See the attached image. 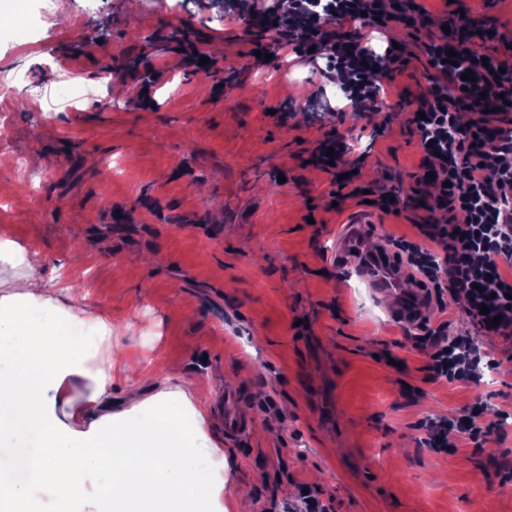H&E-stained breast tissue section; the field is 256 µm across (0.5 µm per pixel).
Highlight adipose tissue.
I'll return each instance as SVG.
<instances>
[{
  "label": "adipose tissue",
  "mask_w": 512,
  "mask_h": 512,
  "mask_svg": "<svg viewBox=\"0 0 512 512\" xmlns=\"http://www.w3.org/2000/svg\"><path fill=\"white\" fill-rule=\"evenodd\" d=\"M0 512H43L40 487L57 512H83L87 477L99 512H217L223 481L207 465L215 448L205 431V399L194 388L143 396L138 362L89 371L87 355L111 338L112 325L89 301L66 305L46 287L38 259L0 239ZM90 381L81 401L75 379ZM127 381L125 407L112 409L115 382Z\"/></svg>",
  "instance_id": "ef3b65f1"
}]
</instances>
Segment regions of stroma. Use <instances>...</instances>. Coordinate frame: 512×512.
I'll list each match as a JSON object with an SVG mask.
<instances>
[{
	"label": "stroma",
	"mask_w": 512,
	"mask_h": 512,
	"mask_svg": "<svg viewBox=\"0 0 512 512\" xmlns=\"http://www.w3.org/2000/svg\"><path fill=\"white\" fill-rule=\"evenodd\" d=\"M63 2L50 29L41 0H0L19 28L0 37V89L29 78L0 151L33 184L0 167V238L38 253L44 281L104 307L112 339L88 368L131 358L143 388L190 385L209 403L237 394L251 415L244 440L206 420L227 512L296 501L304 486L333 512H512V424L447 455L426 447L422 428L478 401L486 420L512 413V344L476 337L492 373L430 380L426 357L387 316L390 298L323 271L338 226L366 201L334 207L311 151L332 129L359 140L376 187L411 195L421 149L408 118L425 57L396 74L399 104L372 142L336 82L290 62L275 34L245 32L242 0ZM426 6L428 27L461 7L466 30L512 32V0ZM186 25L200 52L223 61L219 77L191 74ZM256 47L268 64L243 71ZM61 60L94 94L73 101ZM107 65L112 81L98 84ZM387 347L405 370L380 360Z\"/></svg>",
	"instance_id": "1"
}]
</instances>
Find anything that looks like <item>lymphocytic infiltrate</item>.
Returning <instances> with one entry per match:
<instances>
[{
  "label": "lymphocytic infiltrate",
  "instance_id": "1",
  "mask_svg": "<svg viewBox=\"0 0 512 512\" xmlns=\"http://www.w3.org/2000/svg\"><path fill=\"white\" fill-rule=\"evenodd\" d=\"M291 23L278 37L296 58L314 64L342 85V92L368 119L389 110L386 83L404 61L403 49L372 47L389 29L414 27L425 12L418 0H287ZM353 28L352 43L333 41L338 29ZM432 63L429 85L418 100L412 122L423 148L414 179L424 214L419 240H398L409 266L421 276L420 287L432 288L440 306L458 307L470 331L450 333L447 325L423 328L413 345L429 359L433 379L471 381L481 372L472 347V332L512 341V37L495 34L490 41L451 45L445 31L429 32L418 44ZM455 50L460 65L439 61ZM472 80H463V73ZM333 156L317 153L314 164L339 176L350 196L362 195L363 160L351 159L349 142L325 135ZM431 248H422V240ZM483 404L457 418L427 425L428 447L436 453L455 451L461 440L481 445L491 433L483 420Z\"/></svg>",
  "mask_w": 512,
  "mask_h": 512
}]
</instances>
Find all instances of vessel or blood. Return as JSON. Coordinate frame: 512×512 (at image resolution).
Returning a JSON list of instances; mask_svg holds the SVG:
<instances>
[{
  "label": "vessel or blood",
  "instance_id": "vessel-or-blood-1",
  "mask_svg": "<svg viewBox=\"0 0 512 512\" xmlns=\"http://www.w3.org/2000/svg\"><path fill=\"white\" fill-rule=\"evenodd\" d=\"M381 231L372 210L359 209L350 213L336 239L332 265L341 275L358 274L377 293L392 296L395 302L391 311L393 321L403 328L415 327L420 322L422 291L401 287L404 270L395 264L389 247L373 250L365 246L368 239L380 237ZM217 415L226 439L234 441L247 433L249 424L238 413L236 394L225 393L218 403Z\"/></svg>",
  "mask_w": 512,
  "mask_h": 512
}]
</instances>
